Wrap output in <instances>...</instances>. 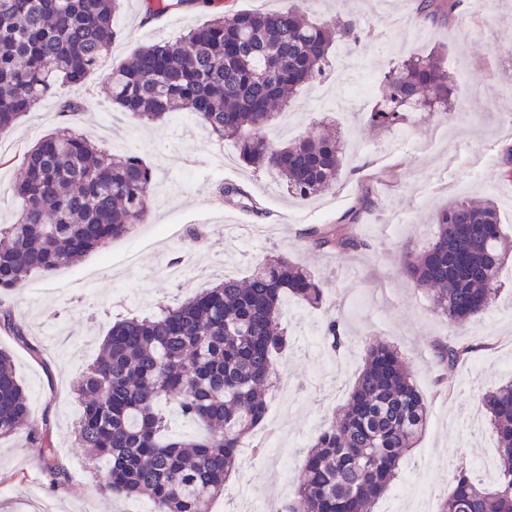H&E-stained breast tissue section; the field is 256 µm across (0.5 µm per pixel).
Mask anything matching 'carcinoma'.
<instances>
[{"label":"carcinoma","mask_w":512,"mask_h":512,"mask_svg":"<svg viewBox=\"0 0 512 512\" xmlns=\"http://www.w3.org/2000/svg\"><path fill=\"white\" fill-rule=\"evenodd\" d=\"M198 0H147L148 15ZM459 0H420L424 17L452 14ZM119 0H0V130L17 124L62 85L79 86L101 66ZM355 17L317 23L295 0L276 12L227 10L178 40L138 49L109 74L112 102L145 123L191 112L212 136L238 144L247 164L270 170L293 195L333 190L344 154L340 136L310 132L275 143L272 108L287 105L324 73L332 46L356 43ZM387 93L370 124L393 129L406 112L446 107L454 85L435 56H409L383 73ZM155 175L135 155L110 154L72 131L40 138L24 155L13 186L15 220L0 224V290L23 286L31 274L50 276L93 250H104L148 217ZM224 202L258 210L236 184L219 188ZM434 241L403 257L402 271L426 291L448 323L463 328L488 310L500 289L506 236L487 197L448 202L434 218ZM315 244L336 252L365 242L349 224L314 231ZM316 308L322 282L285 256L260 263L244 280L225 278L192 297L159 306L152 317L112 324L100 356L77 384L80 447L108 460L99 486L151 503L153 512H210L224 482L239 468L241 448L263 422L266 386L276 358L288 349L283 299ZM0 327L14 343L39 350L9 310ZM324 345L345 347L338 319L326 322ZM469 345H441L452 366ZM175 403L196 432L171 435L162 405ZM497 436L494 484L474 483L466 465L440 512H512V380L481 397ZM429 408L401 353L375 340L346 403L308 448L293 497L276 512H372L393 486L400 462L420 437ZM35 440L55 483L68 479L47 420L31 417L10 352L0 349V437Z\"/></svg>","instance_id":"obj_1"}]
</instances>
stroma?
<instances>
[{
  "label": "stroma",
  "mask_w": 512,
  "mask_h": 512,
  "mask_svg": "<svg viewBox=\"0 0 512 512\" xmlns=\"http://www.w3.org/2000/svg\"><path fill=\"white\" fill-rule=\"evenodd\" d=\"M286 0H212L175 10V23L148 15L145 0H122L115 15L116 36L101 70L79 92L84 101L78 130L98 144L128 142L156 176L147 223L92 251L79 263L48 278L32 275L22 288L0 291V305L12 310L41 349L31 356L0 331V348L11 350L17 375L34 419H47L58 457L69 480L54 486L41 465V450L26 433L0 438V512H36L37 501L52 512H127L129 498L100 490L89 476L85 449L74 441L81 412L75 386L94 362L117 315L138 310L141 297H183L216 280L243 278L264 258L284 254L314 271L324 283L318 308L299 305L290 319L292 344L275 362L283 387H271L263 424L252 442L272 436L275 450L244 455L225 493L244 484L266 504L282 500L283 486H296L306 449L317 430L344 404L373 339L396 346L429 404L424 433L400 464L394 486L402 512H416L426 495L433 512L447 498L456 466L466 463L474 478L489 485L495 472H482L478 459L496 452L480 396L512 379V255L501 271L496 303L456 330L430 296L401 271L404 253L428 246L436 232L432 219L450 199L492 196L504 231L512 239V180L503 173V151L512 146V0H460L453 16L422 18L416 0H384L369 9L366 0H302L314 21L358 17L365 35L351 52L332 49L322 80L305 86L284 111L295 136L334 121L349 147L345 169L329 193L302 199L289 194L275 175L237 161L224 168L221 154L235 156L234 143L212 136L199 123L177 128L172 118L137 121L113 105L107 77L138 47L171 41L206 23L226 8L277 10ZM440 52L466 107L429 115L410 113L404 127L377 132L367 123L383 87L379 80L391 60ZM56 100L33 108L12 128L0 131V222L9 223L17 203L11 188L22 174L24 153L37 139L64 126ZM244 188L260 213L224 203L220 183ZM354 223L366 247L336 253L314 247L311 233L326 224ZM205 229L203 242L167 238L166 225ZM229 224H264L266 241L244 246L225 234ZM194 248L198 275L172 282L163 267L177 252ZM342 317L347 344L339 354L310 349L305 336ZM465 338L470 359L453 368L439 365L433 344Z\"/></svg>",
  "instance_id": "1"
}]
</instances>
